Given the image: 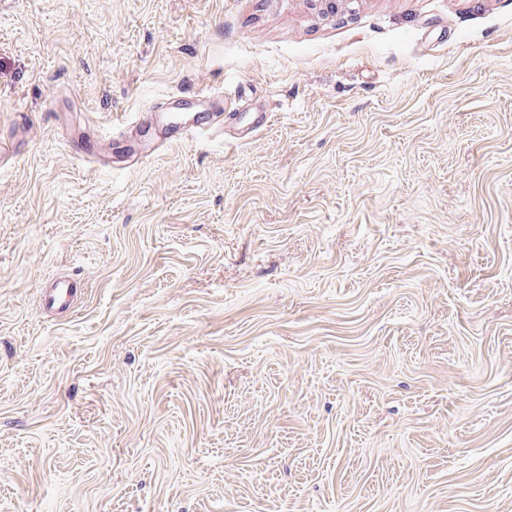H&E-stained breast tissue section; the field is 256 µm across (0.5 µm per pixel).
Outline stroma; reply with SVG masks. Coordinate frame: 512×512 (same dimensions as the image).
<instances>
[{
    "mask_svg": "<svg viewBox=\"0 0 512 512\" xmlns=\"http://www.w3.org/2000/svg\"><path fill=\"white\" fill-rule=\"evenodd\" d=\"M24 116L0 512H512V0H0ZM78 283L67 274L57 276L48 288L42 290L41 305L45 312L59 315L67 312L75 296Z\"/></svg>",
    "mask_w": 512,
    "mask_h": 512,
    "instance_id": "stroma-1",
    "label": "stroma"
}]
</instances>
